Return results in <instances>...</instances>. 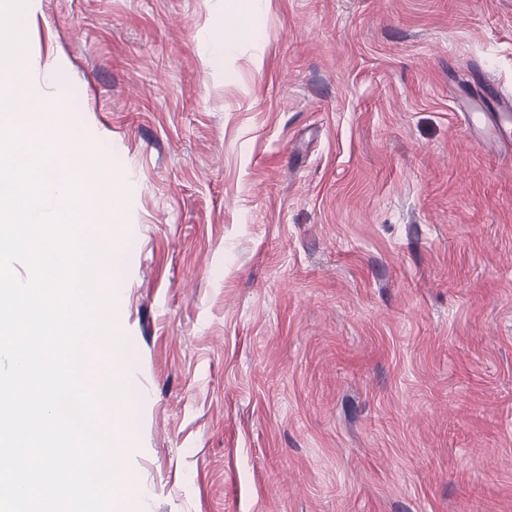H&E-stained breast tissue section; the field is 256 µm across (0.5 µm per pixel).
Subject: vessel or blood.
I'll list each match as a JSON object with an SVG mask.
<instances>
[{
    "label": "vessel or blood",
    "instance_id": "b4317fda",
    "mask_svg": "<svg viewBox=\"0 0 512 512\" xmlns=\"http://www.w3.org/2000/svg\"><path fill=\"white\" fill-rule=\"evenodd\" d=\"M456 119L473 138L512 145V97L492 80L480 84L472 106L457 108Z\"/></svg>",
    "mask_w": 512,
    "mask_h": 512
}]
</instances>
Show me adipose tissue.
Returning <instances> with one entry per match:
<instances>
[{
    "mask_svg": "<svg viewBox=\"0 0 512 512\" xmlns=\"http://www.w3.org/2000/svg\"><path fill=\"white\" fill-rule=\"evenodd\" d=\"M268 0H224V24L212 34V52L208 64L220 68L224 60L242 41L255 37L252 19L266 10Z\"/></svg>",
    "mask_w": 512,
    "mask_h": 512,
    "instance_id": "adipose-tissue-1",
    "label": "adipose tissue"
}]
</instances>
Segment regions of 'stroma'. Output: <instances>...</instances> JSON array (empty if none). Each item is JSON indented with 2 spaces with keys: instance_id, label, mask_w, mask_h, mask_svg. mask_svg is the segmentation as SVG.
<instances>
[{
  "instance_id": "stroma-1",
  "label": "stroma",
  "mask_w": 512,
  "mask_h": 512,
  "mask_svg": "<svg viewBox=\"0 0 512 512\" xmlns=\"http://www.w3.org/2000/svg\"><path fill=\"white\" fill-rule=\"evenodd\" d=\"M32 0L53 112L133 190L116 267L143 512H512V0ZM268 0H225L224 25L212 34V52L208 58L211 68H223L224 59L242 41L254 40L252 19L266 10ZM480 83L472 106L453 108L456 120L471 137L482 141H498L510 147L512 133V99L491 79Z\"/></svg>"
}]
</instances>
